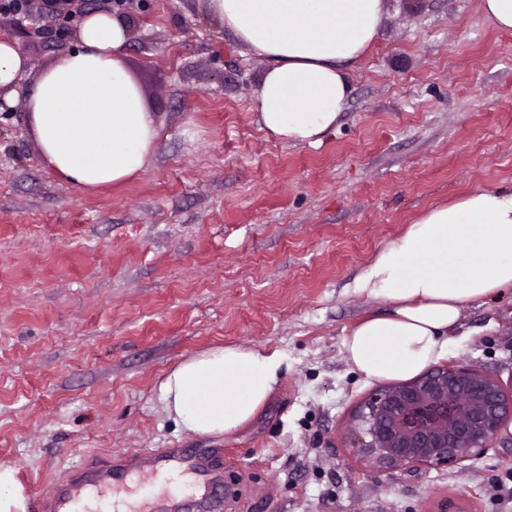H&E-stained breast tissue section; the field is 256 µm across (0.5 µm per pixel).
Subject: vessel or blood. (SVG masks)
Instances as JSON below:
<instances>
[{"label": "vessel or blood", "mask_w": 512, "mask_h": 512, "mask_svg": "<svg viewBox=\"0 0 512 512\" xmlns=\"http://www.w3.org/2000/svg\"><path fill=\"white\" fill-rule=\"evenodd\" d=\"M178 467L197 477L204 492L197 499L196 508L198 512H208V491L222 482L223 475L213 451L207 448H173L162 453L129 454L111 468L87 473L82 483L54 488L50 499L56 512H80L85 488L93 487L104 493L117 494L126 490L131 478H138L141 485L147 486L161 473Z\"/></svg>", "instance_id": "vessel-or-blood-1"}]
</instances>
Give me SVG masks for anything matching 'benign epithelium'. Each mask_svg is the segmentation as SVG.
<instances>
[{"label": "benign epithelium", "instance_id": "obj_1", "mask_svg": "<svg viewBox=\"0 0 512 512\" xmlns=\"http://www.w3.org/2000/svg\"><path fill=\"white\" fill-rule=\"evenodd\" d=\"M512 421V394L494 376L435 366L372 392L352 413L349 447L369 471L448 467L492 447Z\"/></svg>", "mask_w": 512, "mask_h": 512}]
</instances>
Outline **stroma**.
Listing matches in <instances>:
<instances>
[{"label":"stroma","mask_w":512,"mask_h":512,"mask_svg":"<svg viewBox=\"0 0 512 512\" xmlns=\"http://www.w3.org/2000/svg\"><path fill=\"white\" fill-rule=\"evenodd\" d=\"M204 0H127L123 61L161 131L145 171L83 190L42 157L28 92L57 42L61 0L0 13L28 60L0 111V463L29 512L115 455L211 448L216 512H512L492 485L512 470V422L452 467L367 473L346 443L377 388L344 340L385 300L355 292L376 253L424 210L512 183V32L480 0H386L375 45L318 145L258 122L266 62ZM217 345L282 359L275 394L241 433L193 437L159 385ZM447 364L512 385V290L462 314Z\"/></svg>","instance_id":"35a3bbf8"}]
</instances>
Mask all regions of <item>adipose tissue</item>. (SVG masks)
Wrapping results in <instances>:
<instances>
[{"mask_svg":"<svg viewBox=\"0 0 512 512\" xmlns=\"http://www.w3.org/2000/svg\"><path fill=\"white\" fill-rule=\"evenodd\" d=\"M209 15L267 62L257 111L263 130L293 144L334 131L352 92L348 64L378 39L384 0H205ZM76 48L61 52L29 96L28 120L51 168L81 189L127 182L155 153L160 131L122 63L125 23L88 13ZM27 67L0 39V98L12 102ZM357 292L387 300L344 340L365 377L410 378L444 359L463 310L512 289V185L476 189L435 205L376 254ZM280 359L218 346L179 362L159 391L191 436L240 432L269 402Z\"/></svg>","mask_w":512,"mask_h":512,"instance_id":"1","label":"adipose tissue"}]
</instances>
